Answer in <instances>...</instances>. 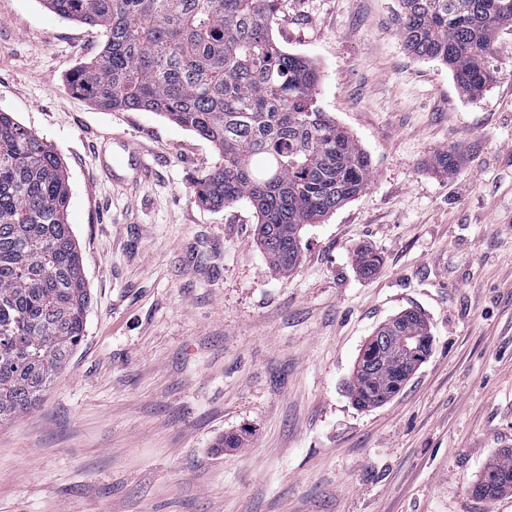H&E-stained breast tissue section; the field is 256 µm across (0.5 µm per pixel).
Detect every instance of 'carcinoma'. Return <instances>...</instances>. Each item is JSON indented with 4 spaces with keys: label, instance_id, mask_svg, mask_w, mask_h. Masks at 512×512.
<instances>
[{
    "label": "carcinoma",
    "instance_id": "carcinoma-1",
    "mask_svg": "<svg viewBox=\"0 0 512 512\" xmlns=\"http://www.w3.org/2000/svg\"><path fill=\"white\" fill-rule=\"evenodd\" d=\"M58 16L97 28L99 56L68 76L69 89L102 108L146 111L213 144L218 160L193 180L197 200L248 203L272 268L290 274L301 230L365 191L371 157L317 104L321 75L283 50L270 22L280 0H41ZM406 49L450 69L465 95L494 81L492 48L512 24V0H400ZM452 147L432 168L453 175ZM72 197L51 144L0 112V424L28 412L83 340L90 303L82 256L68 222ZM360 273L381 257L361 250ZM432 335L415 312L380 325L354 368L349 393L361 409L398 393L428 356ZM227 433L218 451L242 447ZM512 492V449L489 460L471 486L486 500Z\"/></svg>",
    "mask_w": 512,
    "mask_h": 512
}]
</instances>
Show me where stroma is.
I'll list each match as a JSON object with an SVG mask.
<instances>
[{"mask_svg":"<svg viewBox=\"0 0 512 512\" xmlns=\"http://www.w3.org/2000/svg\"><path fill=\"white\" fill-rule=\"evenodd\" d=\"M399 0H280L272 34L316 62L319 106L372 160L367 189L302 231L288 276L249 204H200L213 145L155 112L71 93L94 28L0 0V110L53 146L90 288L85 337L41 401L0 425V512H512L469 489L512 449V25L495 81L462 94L413 58ZM132 142L129 193L96 148ZM453 147L459 172L430 161ZM380 254L371 277L354 258ZM414 310L428 357L380 407L347 388L374 330ZM244 448L216 452L225 433ZM120 146H121V150L123 151V153L127 154V158H128L127 162L126 163L115 162L114 159L112 158V165L109 163L103 162V164H102L103 171L106 174L108 173L109 175L112 176L113 182H120V183L136 182L139 178H141L143 176L144 169L146 168L145 164L138 158L139 154L135 147H133L132 145H130L127 142H122ZM135 165H137L136 176H134L130 181H128L124 178H121L117 175L118 172L124 171L126 168L132 167ZM112 171H113V174H112Z\"/></svg>","mask_w":512,"mask_h":512,"instance_id":"stroma-1","label":"stroma"}]
</instances>
